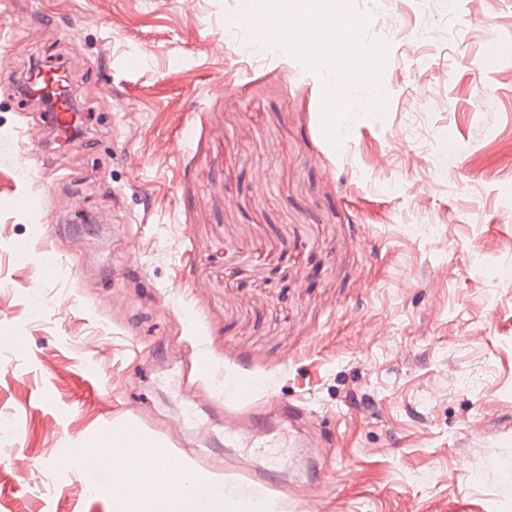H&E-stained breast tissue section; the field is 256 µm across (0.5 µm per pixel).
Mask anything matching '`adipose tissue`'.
<instances>
[{"instance_id": "adipose-tissue-1", "label": "adipose tissue", "mask_w": 512, "mask_h": 512, "mask_svg": "<svg viewBox=\"0 0 512 512\" xmlns=\"http://www.w3.org/2000/svg\"><path fill=\"white\" fill-rule=\"evenodd\" d=\"M156 446L139 443L131 448L122 474L126 493L120 497L121 512H268L260 500H243L231 486H223L206 498L178 491V473L161 475L152 468L159 458Z\"/></svg>"}]
</instances>
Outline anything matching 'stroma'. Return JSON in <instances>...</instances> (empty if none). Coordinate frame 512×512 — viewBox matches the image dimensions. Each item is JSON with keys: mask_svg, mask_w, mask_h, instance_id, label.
<instances>
[{"mask_svg": "<svg viewBox=\"0 0 512 512\" xmlns=\"http://www.w3.org/2000/svg\"><path fill=\"white\" fill-rule=\"evenodd\" d=\"M238 5L0 0V449L30 473L0 456V512H113L111 464L60 458L130 399L178 422L203 354L212 398L251 380L327 422L288 512H512V0H353L386 107L336 147L320 75L248 52ZM66 51L80 142L39 129L19 170L18 70Z\"/></svg>", "mask_w": 512, "mask_h": 512, "instance_id": "stroma-1", "label": "stroma"}]
</instances>
